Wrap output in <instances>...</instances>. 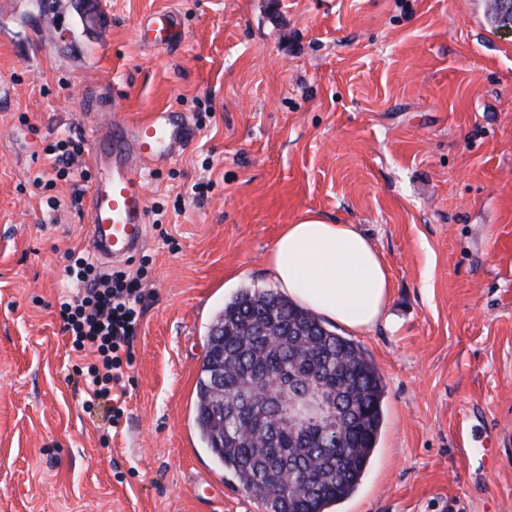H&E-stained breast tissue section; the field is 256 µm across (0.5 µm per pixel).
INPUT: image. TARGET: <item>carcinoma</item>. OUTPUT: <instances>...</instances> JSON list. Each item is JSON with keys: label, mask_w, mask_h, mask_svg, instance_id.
I'll return each mask as SVG.
<instances>
[{"label": "carcinoma", "mask_w": 512, "mask_h": 512, "mask_svg": "<svg viewBox=\"0 0 512 512\" xmlns=\"http://www.w3.org/2000/svg\"><path fill=\"white\" fill-rule=\"evenodd\" d=\"M256 374L292 375L333 395L338 437L310 423L270 426L280 411L273 397L254 411L223 409ZM196 389L201 441L265 512H331L355 492L376 448L385 387L365 351L309 309L270 289L239 293L209 329ZM298 465L317 477L313 489L280 490L273 476Z\"/></svg>", "instance_id": "1"}]
</instances>
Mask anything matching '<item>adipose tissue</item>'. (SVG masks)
<instances>
[{
    "mask_svg": "<svg viewBox=\"0 0 512 512\" xmlns=\"http://www.w3.org/2000/svg\"><path fill=\"white\" fill-rule=\"evenodd\" d=\"M269 269L290 299L351 332L369 331L385 316L388 267L356 225L331 224L316 214L284 225Z\"/></svg>",
    "mask_w": 512,
    "mask_h": 512,
    "instance_id": "1",
    "label": "adipose tissue"
}]
</instances>
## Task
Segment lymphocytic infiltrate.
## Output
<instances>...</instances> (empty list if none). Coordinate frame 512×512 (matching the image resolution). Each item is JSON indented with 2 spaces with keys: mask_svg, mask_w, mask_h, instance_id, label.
I'll use <instances>...</instances> for the list:
<instances>
[{
  "mask_svg": "<svg viewBox=\"0 0 512 512\" xmlns=\"http://www.w3.org/2000/svg\"><path fill=\"white\" fill-rule=\"evenodd\" d=\"M45 152L53 156L54 165L50 177L38 179L37 184L50 190L69 177L83 147L80 140L71 138L48 144ZM67 258L74 287L58 303L61 331L69 336L75 351L95 354V361L81 376L91 399L108 400L124 362L130 359L144 306L142 281L148 270L142 266L132 274L123 270L104 273L89 254L71 250Z\"/></svg>",
  "mask_w": 512,
  "mask_h": 512,
  "instance_id": "f902f5d3",
  "label": "lymphocytic infiltrate"
}]
</instances>
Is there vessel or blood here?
<instances>
[{
  "label": "vessel or blood",
  "instance_id": "vessel-or-blood-1",
  "mask_svg": "<svg viewBox=\"0 0 512 512\" xmlns=\"http://www.w3.org/2000/svg\"><path fill=\"white\" fill-rule=\"evenodd\" d=\"M152 47L168 49L182 40L176 12L160 10L140 24ZM106 124L95 126L89 138L88 157L95 178L85 197L90 224L89 245L102 260H130L147 238V199L144 169H157L186 147L191 136L188 115L172 107L131 121L117 105H109Z\"/></svg>",
  "mask_w": 512,
  "mask_h": 512
}]
</instances>
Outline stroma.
I'll return each instance as SVG.
<instances>
[{"label":"stroma","instance_id":"35a3bbf8","mask_svg":"<svg viewBox=\"0 0 512 512\" xmlns=\"http://www.w3.org/2000/svg\"><path fill=\"white\" fill-rule=\"evenodd\" d=\"M160 9L184 25L168 50L140 41ZM102 98L204 123L145 176L150 295L113 426L55 309L89 246L86 163L33 184ZM309 212L357 225L392 281L356 338L378 444L335 512H512V32L489 0H98L91 26L81 0H0V512H265L200 442L195 385L210 324L273 288Z\"/></svg>","mask_w":512,"mask_h":512}]
</instances>
